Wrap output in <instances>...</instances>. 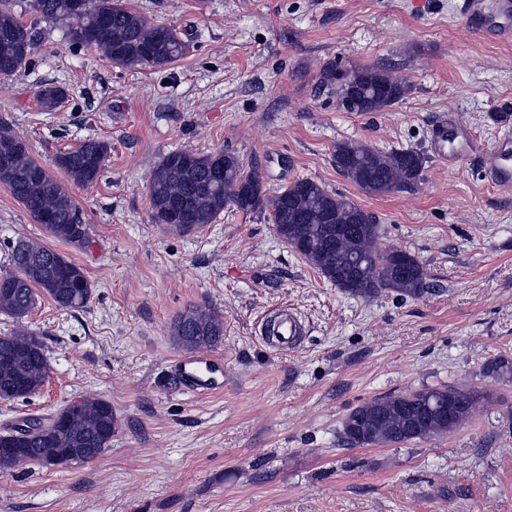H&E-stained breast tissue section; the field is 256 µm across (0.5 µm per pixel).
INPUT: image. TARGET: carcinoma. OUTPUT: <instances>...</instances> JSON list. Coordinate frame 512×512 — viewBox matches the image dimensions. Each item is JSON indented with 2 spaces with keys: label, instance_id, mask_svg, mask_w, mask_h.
Instances as JSON below:
<instances>
[{
  "label": "carcinoma",
  "instance_id": "carcinoma-1",
  "mask_svg": "<svg viewBox=\"0 0 512 512\" xmlns=\"http://www.w3.org/2000/svg\"><path fill=\"white\" fill-rule=\"evenodd\" d=\"M73 0H33L35 12L68 25L76 45L94 46L115 64L162 69L185 56L189 43L173 27L158 25L131 10L124 0H87L76 10ZM33 28L11 9L0 8V77L7 79L26 67L37 52ZM321 86L336 96H351L358 112H381L407 91L403 78L374 67L339 70L325 65ZM63 98L61 90L40 91L41 108L53 110ZM0 144L10 158L0 163V183L20 202L46 235L74 249L89 240L84 213L65 184L32 156L26 139L0 129ZM112 146L101 140L59 153L55 167L73 184L96 183ZM334 162L341 175L368 196H383L412 188L420 181L427 157L414 149L380 151L361 141L336 143ZM153 219L178 232L212 223L228 205L244 213L265 216L286 238L288 246L312 264L340 291L363 300L384 292L418 298L430 289L424 267L408 252L382 242L375 216L340 194H331L317 181L297 179L270 195L260 176L246 172L229 152L209 154L181 149L168 153L155 168L149 186ZM9 269L0 274V313L21 322L43 294L58 307L87 305L92 289L83 268L73 260L30 238L10 246ZM172 334L187 349L211 346L224 336V317L206 306H190L172 323ZM487 369L498 378L512 377V360L500 355ZM49 365L41 340L30 332L13 330L0 336V392L8 399L27 398L46 383ZM456 402L451 416L438 410ZM490 396L448 386L423 388L406 394L375 398L353 408L342 421V438L352 446L393 445L425 440L452 432L470 420L479 402ZM65 420L56 425L38 418L22 421L24 433H0V472L25 464H44L50 451L60 463L86 453L99 456L112 442V405L96 397H79L62 409Z\"/></svg>",
  "mask_w": 512,
  "mask_h": 512
}]
</instances>
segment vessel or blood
<instances>
[{
  "label": "vessel or blood",
  "instance_id": "b4317fda",
  "mask_svg": "<svg viewBox=\"0 0 512 512\" xmlns=\"http://www.w3.org/2000/svg\"><path fill=\"white\" fill-rule=\"evenodd\" d=\"M460 15L466 25H479V33L486 40L503 44L512 42V0H462ZM429 145L436 160L448 167L464 156L480 154L485 176L499 190L512 191L511 136L502 137L483 149L466 124L455 116L442 115L430 126ZM274 323L283 345L291 349L300 346L306 326L297 313L289 309L282 311L276 315ZM178 367L180 377L192 381L198 390L216 389V375L221 367L209 354L185 357Z\"/></svg>",
  "mask_w": 512,
  "mask_h": 512
}]
</instances>
